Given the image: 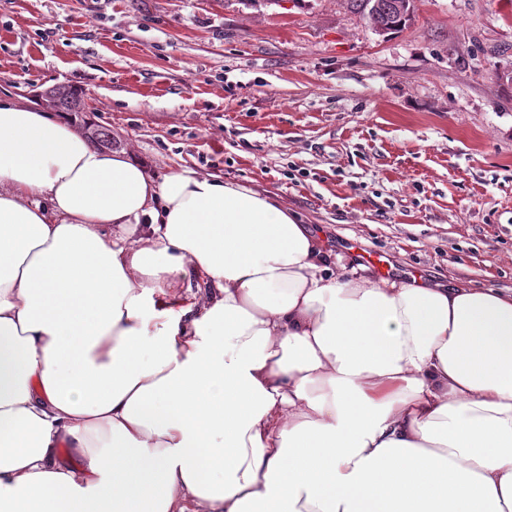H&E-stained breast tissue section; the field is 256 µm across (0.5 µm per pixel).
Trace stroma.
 <instances>
[{"label":"stroma","instance_id":"1","mask_svg":"<svg viewBox=\"0 0 512 512\" xmlns=\"http://www.w3.org/2000/svg\"><path fill=\"white\" fill-rule=\"evenodd\" d=\"M82 88L153 178L270 195L329 260L512 294V0H0V99ZM350 8L364 16L374 15L375 23L379 25L396 24L393 31L402 29L406 24H398L399 7L403 1L398 0H347Z\"/></svg>","mask_w":512,"mask_h":512}]
</instances>
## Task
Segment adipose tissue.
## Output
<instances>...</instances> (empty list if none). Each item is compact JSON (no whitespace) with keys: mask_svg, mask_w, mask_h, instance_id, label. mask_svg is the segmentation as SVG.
<instances>
[{"mask_svg":"<svg viewBox=\"0 0 512 512\" xmlns=\"http://www.w3.org/2000/svg\"><path fill=\"white\" fill-rule=\"evenodd\" d=\"M0 512H512V296L0 102Z\"/></svg>","mask_w":512,"mask_h":512,"instance_id":"ef3b65f1","label":"adipose tissue"}]
</instances>
